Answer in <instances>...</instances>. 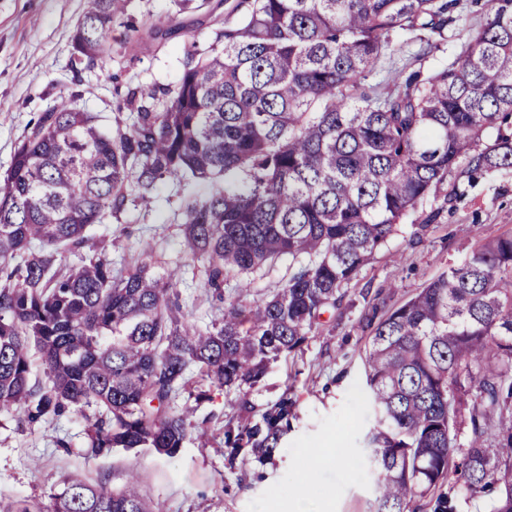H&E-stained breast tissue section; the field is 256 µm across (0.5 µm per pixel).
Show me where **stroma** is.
Wrapping results in <instances>:
<instances>
[{"label": "stroma", "instance_id": "1", "mask_svg": "<svg viewBox=\"0 0 512 512\" xmlns=\"http://www.w3.org/2000/svg\"><path fill=\"white\" fill-rule=\"evenodd\" d=\"M176 4L126 0L123 15L112 23L111 59L76 69L72 37L87 0H0V174L30 121L60 99L75 97L83 111L107 117L127 87L176 84L186 46L195 41L205 48L214 38L209 13L181 15ZM461 5L462 21L438 48L427 47L415 34H397L392 64L370 73L366 86L382 90L413 71L447 67L484 15L481 0H461ZM156 23L165 38L150 39ZM457 185L448 204L426 200L408 223L397 225L301 350L272 363L260 383L229 394L214 389L200 402L178 398L173 410L188 411L206 438L188 439L176 457L148 448L91 454L75 409L30 428L18 427L13 412L0 409V501H47L61 491L66 475L81 472L116 490L137 482L156 512H292L301 494L316 502L319 512H377L375 475L362 446L373 418L365 398V339L358 321L371 307L384 312L402 304L486 240L512 234V171L472 182L462 178ZM204 191L201 185L180 188L169 182L149 203L131 204L120 217L87 229L92 241L111 243L118 267L141 259L143 243H150L156 272L163 277L177 272L183 310L201 327L221 317L225 299L236 294L229 286L220 297L205 288L185 252L177 220L180 199ZM435 208L439 217L428 221ZM424 222L428 231L415 236V225ZM293 271L283 258L241 282L251 299L260 300L287 283ZM284 398L293 407L280 452L262 461L245 448L228 463L226 424L258 423ZM243 402L250 407L245 414L239 410ZM318 447L324 455L313 467L305 451Z\"/></svg>", "mask_w": 512, "mask_h": 512}]
</instances>
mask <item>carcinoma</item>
I'll list each match as a JSON object with an SVG mask.
<instances>
[{"mask_svg":"<svg viewBox=\"0 0 512 512\" xmlns=\"http://www.w3.org/2000/svg\"><path fill=\"white\" fill-rule=\"evenodd\" d=\"M90 3L73 38L74 63L86 67L112 55L110 23L123 10V0ZM458 4L224 0L240 21L188 52L173 87L128 89L115 132L73 98L38 115L0 175V409L23 427L87 407L91 453L173 458L193 433L169 406L189 387V366L227 393L256 385L461 161L470 175L512 169V0H486L448 67L383 92L364 84L396 33L438 46ZM166 181L210 185L181 206L207 287L285 255L288 282L261 301L224 302L221 320L198 330L173 279L144 261L114 268L87 226L148 202ZM77 252L81 263L67 264ZM376 315L361 328L378 512H418L426 497L431 512H455L435 493L451 476L491 496L490 512H512V235ZM289 409L283 401L260 424L227 427L229 458L245 445L266 459L278 452ZM0 512L153 510L134 484L71 474L49 502Z\"/></svg>","mask_w":512,"mask_h":512,"instance_id":"carcinoma-1","label":"carcinoma"}]
</instances>
